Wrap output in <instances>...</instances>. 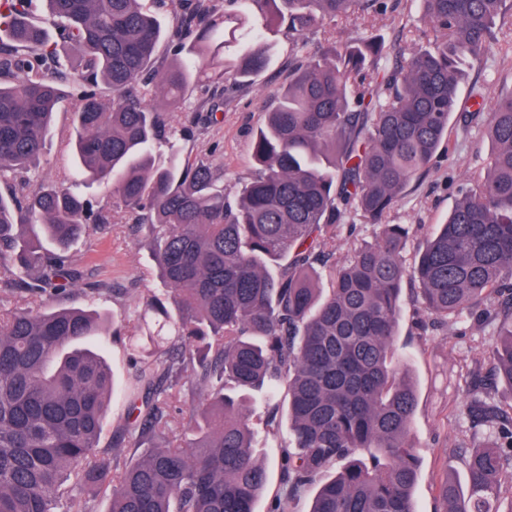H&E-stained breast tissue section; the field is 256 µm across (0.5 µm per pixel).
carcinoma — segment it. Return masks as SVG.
Returning a JSON list of instances; mask_svg holds the SVG:
<instances>
[{"label":"carcinoma","mask_w":512,"mask_h":512,"mask_svg":"<svg viewBox=\"0 0 512 512\" xmlns=\"http://www.w3.org/2000/svg\"><path fill=\"white\" fill-rule=\"evenodd\" d=\"M45 2L55 40L32 0L0 3V177L22 182L36 167L65 99L77 170L26 199L0 195V293L81 287L71 248L114 211L80 192L92 182L152 229L164 290L146 310L166 332L136 358L129 461L100 448L112 372L81 346L109 335L110 319L83 302L0 310V512H97L83 494L91 487L109 494L107 512H256L267 476L245 401L263 387L286 485L269 512H297L339 462L309 512H414L417 395L394 348L407 281L434 324L474 314L494 324L492 373L469 377L489 395L509 388L506 400L457 407L496 436L468 453L467 491L442 485L444 512H512L495 507L512 480V92L487 114L481 103L460 114L464 128L487 130L490 159L413 263L403 256L410 227L387 222L450 143L461 85L488 59L506 0H417L428 44L399 48L393 70L374 35L306 56L252 135L258 172L234 204L212 167L181 160L169 112L205 75L250 85L278 27L303 38L327 20L383 14L388 0H179L167 36L144 0ZM164 38L169 66L157 55ZM353 213L378 232L341 258L336 238ZM189 390L201 401L185 414L176 403Z\"/></svg>","instance_id":"obj_1"}]
</instances>
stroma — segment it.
Returning a JSON list of instances; mask_svg holds the SVG:
<instances>
[{"instance_id": "stroma-1", "label": "stroma", "mask_w": 512, "mask_h": 512, "mask_svg": "<svg viewBox=\"0 0 512 512\" xmlns=\"http://www.w3.org/2000/svg\"><path fill=\"white\" fill-rule=\"evenodd\" d=\"M414 0H392L381 15L362 16L357 23L336 20L307 38L308 49H316L325 38H353L376 35L397 48L410 40L424 37L425 27L416 21ZM276 58L259 74L253 85L237 87L224 84L215 89L208 79H201L181 112L175 113L173 125L187 126L191 134L180 141L183 159L211 162L228 198H235L241 186L253 175L250 138L263 124L270 95L287 85L291 65L299 58L294 41L287 32H279ZM479 88L485 102L512 91V51L500 53L486 65L470 71L459 94V111L470 110L471 88ZM74 116L68 104H60L53 124L52 137L41 166L30 175L31 188L66 179L73 171L70 146L66 140L73 130ZM451 147L438 152L427 174L408 191L396 207L390 221L394 224L423 225V234L410 236L403 255L413 260L424 233L432 232L454 207L458 190L469 174L483 170L491 154V142L485 131L463 132L458 122H451ZM74 250L88 282L99 285L93 308L124 321L121 335L106 337L104 349L119 388L103 421L100 444L103 449L129 447L124 432L126 400L123 390L132 372L134 344H147L149 328L139 316L143 300L151 289H159L153 260L152 238L148 228L112 223L88 232ZM418 304L413 285H405L398 320L395 348L407 367L417 394L410 438L420 457V475L412 498L415 512H443L440 488L446 480L457 485L466 481L463 456L467 447L482 444L489 436L487 427H471L456 421L454 411L466 398L460 371L477 366L489 374L491 364L485 354L492 341L493 329L475 321L453 331L446 328H419Z\"/></svg>"}]
</instances>
